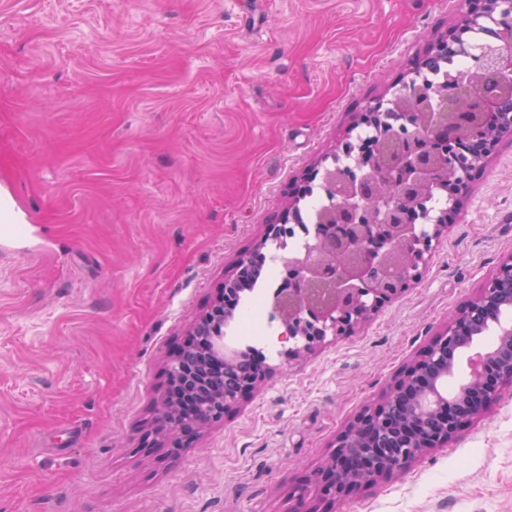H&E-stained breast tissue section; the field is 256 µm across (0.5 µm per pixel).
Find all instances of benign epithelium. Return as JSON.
Returning a JSON list of instances; mask_svg holds the SVG:
<instances>
[{
    "instance_id": "7a95c632",
    "label": "benign epithelium",
    "mask_w": 512,
    "mask_h": 512,
    "mask_svg": "<svg viewBox=\"0 0 512 512\" xmlns=\"http://www.w3.org/2000/svg\"><path fill=\"white\" fill-rule=\"evenodd\" d=\"M461 13L465 29L494 40L480 57L481 77L453 89L410 86L391 102L396 120L360 158L359 172L323 169L321 181L339 203L317 217L312 239L288 258L275 290V297L288 305L281 326L282 338L293 342L290 361L312 352L326 336L352 330L378 305L404 292L426 265L432 241L446 228L443 214L434 220L433 233L417 229L426 192L450 181L467 184L501 139L512 134L499 122L502 104L512 99V0H462ZM480 134L485 146L466 157L448 155L449 143ZM283 231L281 225H268L237 263L265 264L268 241ZM228 293L224 289L193 323L192 335L200 341L168 363L155 432L175 452L266 377L262 370L238 387L209 384L224 380L211 369L214 362L227 370L245 356L224 346V326L233 319L224 307ZM477 317L499 343L479 355L467 378L450 391L448 379L459 354L477 340ZM507 386L512 387V255L499 262L477 296L454 312L386 398L340 433L315 474V485L323 495L341 499L382 477L407 472L420 453L447 446Z\"/></svg>"
}]
</instances>
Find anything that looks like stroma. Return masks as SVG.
I'll list each match as a JSON object with an SVG mask.
<instances>
[{"label": "stroma", "mask_w": 512, "mask_h": 512, "mask_svg": "<svg viewBox=\"0 0 512 512\" xmlns=\"http://www.w3.org/2000/svg\"><path fill=\"white\" fill-rule=\"evenodd\" d=\"M455 0H0V512H512V391L407 473L312 477L512 254V135L420 280L291 362L270 312L253 395L178 453L151 431L170 354L293 185L355 140Z\"/></svg>", "instance_id": "stroma-1"}]
</instances>
